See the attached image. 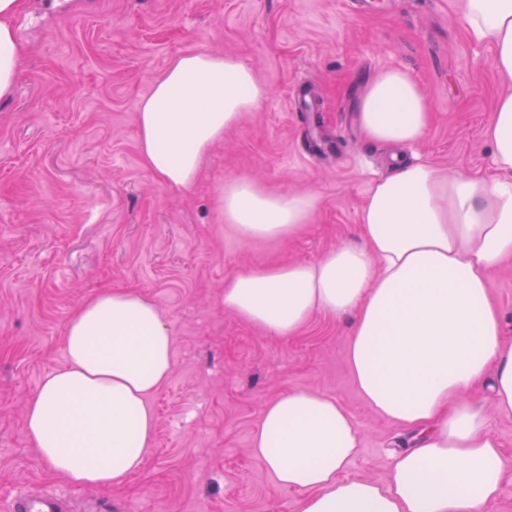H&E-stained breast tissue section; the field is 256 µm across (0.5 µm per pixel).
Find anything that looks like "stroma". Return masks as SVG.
<instances>
[{
  "label": "stroma",
  "instance_id": "35a3bbf8",
  "mask_svg": "<svg viewBox=\"0 0 512 512\" xmlns=\"http://www.w3.org/2000/svg\"><path fill=\"white\" fill-rule=\"evenodd\" d=\"M24 61L0 101V512L18 491L57 492L79 512H298L300 495L251 454L264 404L314 390L360 429L349 475L386 480L406 432L360 398L345 360L350 316L315 314L289 337L224 307L240 271L312 263L354 238L373 181L393 155L495 173L485 137L505 83L488 43L454 0H24ZM237 56L270 91L210 151L195 187L166 189L144 168L136 107L169 60ZM407 69L434 112L426 138L395 149L364 141L363 82ZM254 176L318 207L294 235L242 243L217 192ZM133 288L173 330V366L149 398L156 434L120 486H77L49 471L25 432L41 379L66 363L73 309Z\"/></svg>",
  "mask_w": 512,
  "mask_h": 512
}]
</instances>
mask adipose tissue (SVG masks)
Wrapping results in <instances>:
<instances>
[{
    "label": "adipose tissue",
    "instance_id": "ef3b65f1",
    "mask_svg": "<svg viewBox=\"0 0 512 512\" xmlns=\"http://www.w3.org/2000/svg\"><path fill=\"white\" fill-rule=\"evenodd\" d=\"M471 38L491 45L512 81V0H456ZM23 0H0V99L15 91L21 48L15 20ZM267 88L232 55H176L137 108L138 150L167 189L195 186L211 148ZM356 121L372 144L418 143L433 121L407 71L389 68L366 83ZM491 177L443 173L400 162L371 185L356 228L314 263L245 270L224 285V307L278 336L317 312L353 313L346 360L364 403L410 430L382 482L350 476L361 433L334 397L298 391L270 399L252 455L284 487L300 492L299 512H481L494 501L512 458L484 410L492 398L512 416V336L490 296L488 273L512 256V91L486 127ZM222 220L243 242L293 235L318 204L252 177L219 191ZM173 332L142 293L107 289L73 312L66 364L28 400L29 442L56 474L81 486L127 482L143 466L156 419L149 397L172 370Z\"/></svg>",
    "mask_w": 512,
    "mask_h": 512
}]
</instances>
